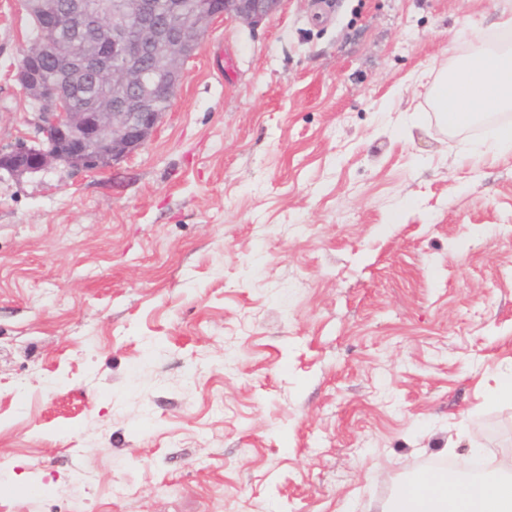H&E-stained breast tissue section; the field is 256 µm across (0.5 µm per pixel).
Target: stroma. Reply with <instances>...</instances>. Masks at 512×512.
I'll use <instances>...</instances> for the list:
<instances>
[{"label": "stroma", "mask_w": 512, "mask_h": 512, "mask_svg": "<svg viewBox=\"0 0 512 512\" xmlns=\"http://www.w3.org/2000/svg\"><path fill=\"white\" fill-rule=\"evenodd\" d=\"M512 0H284L214 23L113 167L0 170V501L380 512L445 450L512 464V153L427 92ZM0 0V150L35 135Z\"/></svg>", "instance_id": "stroma-1"}]
</instances>
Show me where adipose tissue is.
<instances>
[{"label":"adipose tissue","mask_w":512,"mask_h":512,"mask_svg":"<svg viewBox=\"0 0 512 512\" xmlns=\"http://www.w3.org/2000/svg\"><path fill=\"white\" fill-rule=\"evenodd\" d=\"M445 127L456 131L475 124L484 109H512V53H493L475 44L454 70L440 74L430 89ZM469 462L454 469L438 466L397 486L384 512H512V475L479 482L465 480Z\"/></svg>","instance_id":"ef3b65f1"}]
</instances>
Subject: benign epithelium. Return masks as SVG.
I'll return each mask as SVG.
<instances>
[{
  "instance_id": "benign-epithelium-1",
  "label": "benign epithelium",
  "mask_w": 512,
  "mask_h": 512,
  "mask_svg": "<svg viewBox=\"0 0 512 512\" xmlns=\"http://www.w3.org/2000/svg\"><path fill=\"white\" fill-rule=\"evenodd\" d=\"M282 0H38L49 31L23 54L15 80L35 102L34 144L0 151V169L15 175L61 164L74 172L113 166L141 149L168 110L157 96H174L202 38L218 20L255 26ZM104 38L75 53L70 44L103 15ZM58 63L54 85L38 64Z\"/></svg>"
}]
</instances>
